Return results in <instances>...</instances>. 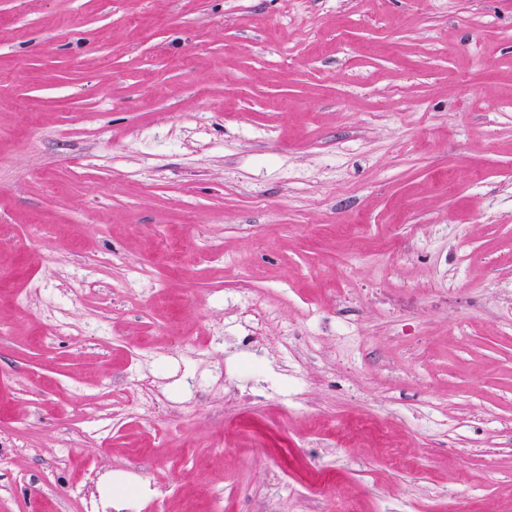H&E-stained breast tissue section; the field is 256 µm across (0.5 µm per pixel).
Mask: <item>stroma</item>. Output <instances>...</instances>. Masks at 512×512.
<instances>
[{
	"instance_id": "35a3bbf8",
	"label": "stroma",
	"mask_w": 512,
	"mask_h": 512,
	"mask_svg": "<svg viewBox=\"0 0 512 512\" xmlns=\"http://www.w3.org/2000/svg\"><path fill=\"white\" fill-rule=\"evenodd\" d=\"M135 357L195 415L92 433ZM310 477L512 512V0H0V512H308Z\"/></svg>"
}]
</instances>
